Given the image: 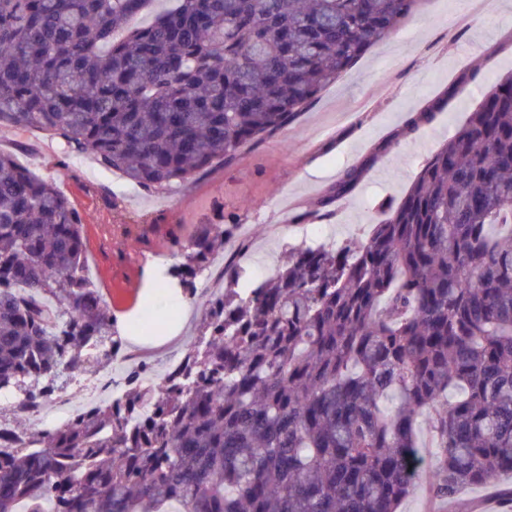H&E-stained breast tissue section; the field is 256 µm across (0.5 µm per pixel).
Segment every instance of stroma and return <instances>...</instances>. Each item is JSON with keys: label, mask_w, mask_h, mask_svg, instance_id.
<instances>
[{"label": "stroma", "mask_w": 512, "mask_h": 512, "mask_svg": "<svg viewBox=\"0 0 512 512\" xmlns=\"http://www.w3.org/2000/svg\"><path fill=\"white\" fill-rule=\"evenodd\" d=\"M465 4L423 0L391 41L327 87L295 127L267 138L235 164L216 167L164 195L140 188L129 196L120 194V172L100 168L90 155L65 154L59 139L36 128L1 129L0 150L54 180L79 210L94 281L121 324L153 301L144 276L151 257L165 253L171 265L181 264L172 239L187 238L196 225L220 224L232 213L251 226L252 272L261 275L276 269L288 253L287 213L322 196L352 166L366 172L355 191L336 203L332 236L340 244L378 223L375 201L404 195L426 159L497 78L512 70V0H490L470 29L447 43L443 33ZM477 65L480 77L464 82ZM439 97L446 104L432 124L414 138L391 143L392 132L411 112ZM204 302L195 297L189 318L171 324V340L156 345L149 356L154 370H161L193 336ZM399 512H512V475H502L492 488L465 487L450 505L432 501L419 485Z\"/></svg>", "instance_id": "stroma-1"}]
</instances>
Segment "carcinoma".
Here are the masks:
<instances>
[{
    "label": "carcinoma",
    "mask_w": 512,
    "mask_h": 512,
    "mask_svg": "<svg viewBox=\"0 0 512 512\" xmlns=\"http://www.w3.org/2000/svg\"><path fill=\"white\" fill-rule=\"evenodd\" d=\"M0 0V128H39L131 184L185 186L295 126L422 0ZM441 110L412 113L392 141ZM351 167L302 224L330 215ZM384 219L288 248L252 288L233 257L183 364L34 435L0 432V512H397L512 474V74L484 94ZM239 221L200 224L186 296ZM78 210L0 152V394L47 402L125 347ZM436 463L423 467L418 416ZM398 510L399 512H448V502L432 501L427 488L419 485L407 495Z\"/></svg>",
    "instance_id": "cac0c4a2"
}]
</instances>
